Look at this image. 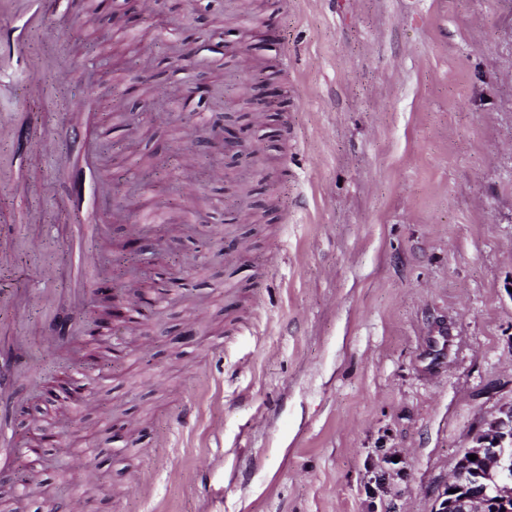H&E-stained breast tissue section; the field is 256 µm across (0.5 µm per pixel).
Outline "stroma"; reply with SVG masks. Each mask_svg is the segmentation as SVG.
Wrapping results in <instances>:
<instances>
[{"mask_svg":"<svg viewBox=\"0 0 512 512\" xmlns=\"http://www.w3.org/2000/svg\"><path fill=\"white\" fill-rule=\"evenodd\" d=\"M63 9L65 25L28 35L61 49L42 95L4 89L16 131L0 139V228L38 246L0 267V290L68 288L72 228L94 218L103 283L162 293L165 309L113 328L123 353L94 373L91 408H49L61 445L33 463L20 413L84 367L80 331L104 309L86 286L61 305L71 333L19 360L11 473L87 512H432L473 430L512 400V0H275L231 50L190 0L151 16L142 0ZM246 55L279 70L272 110L239 122L272 147L260 174L183 150L200 106L237 111ZM128 68L153 89L138 108L115 82ZM77 105L103 132L89 147ZM271 195L276 220L254 234L251 204ZM157 210L189 221H148ZM131 224L150 249L130 254ZM227 237L233 257L214 259ZM173 259L199 272L167 289ZM111 424L121 441L104 439Z\"/></svg>","mask_w":512,"mask_h":512,"instance_id":"stroma-1","label":"stroma"}]
</instances>
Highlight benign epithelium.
<instances>
[{
    "label": "benign epithelium",
    "instance_id": "7a95c632",
    "mask_svg": "<svg viewBox=\"0 0 512 512\" xmlns=\"http://www.w3.org/2000/svg\"><path fill=\"white\" fill-rule=\"evenodd\" d=\"M203 155L220 151L236 161L248 156L255 141L218 123L200 140ZM93 394L88 382L75 388V379H55L42 387L40 401H79ZM477 456L472 461L470 455ZM433 512H512V401L500 405L472 432L470 445L458 457L452 479L438 494Z\"/></svg>",
    "mask_w": 512,
    "mask_h": 512
}]
</instances>
